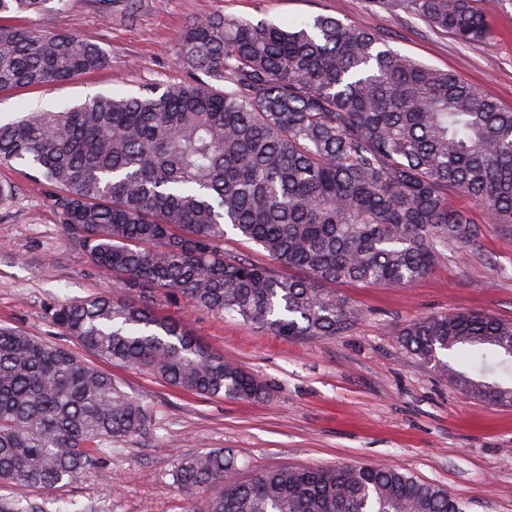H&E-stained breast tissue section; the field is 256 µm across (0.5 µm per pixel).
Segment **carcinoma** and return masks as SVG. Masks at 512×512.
Returning <instances> with one entry per match:
<instances>
[{
  "label": "carcinoma",
  "mask_w": 512,
  "mask_h": 512,
  "mask_svg": "<svg viewBox=\"0 0 512 512\" xmlns=\"http://www.w3.org/2000/svg\"><path fill=\"white\" fill-rule=\"evenodd\" d=\"M399 2L478 47L493 0ZM65 0H0L39 13ZM183 62L205 75L139 96H98L0 123V163L54 190L64 232L136 298L63 302L61 334L109 363L145 369L195 394L260 400L267 385L162 316L172 294L290 340L334 336L359 311L325 283L403 287L441 250L473 240L462 192L512 226V109L457 75L412 61L374 33L329 15L276 25L220 14L189 22ZM107 64L75 35L0 27V90L63 83ZM270 263L224 254V227ZM296 269L284 276L278 269ZM403 353L475 398L512 404V323L483 313L403 327ZM151 419L112 375L71 350L0 327V482L55 488L97 468L118 438ZM218 448L183 457L188 494L217 488L205 512H464L436 484L382 465L273 469L248 482Z\"/></svg>",
  "instance_id": "cac0c4a2"
}]
</instances>
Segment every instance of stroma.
Masks as SVG:
<instances>
[{"mask_svg":"<svg viewBox=\"0 0 512 512\" xmlns=\"http://www.w3.org/2000/svg\"><path fill=\"white\" fill-rule=\"evenodd\" d=\"M278 24L327 14L354 21L391 49L453 73L512 109V0L492 15L479 47L460 43L418 16L373 0H67L63 10L0 16L5 28L75 34L99 45L106 67L63 84L0 92V120L32 108L59 110L99 95H139L193 80L176 54L184 26L213 14ZM0 325L48 343L72 346L50 319L64 300L109 290L111 272L91 265L63 231L53 191L21 165H0ZM475 240L443 250L431 271L398 288L338 283L360 312L346 332L291 341L218 311L160 296L159 311L185 325L211 351L242 365L271 389L262 401L201 396L141 369L100 362L150 412L144 434L113 442L99 467L52 490L0 483V507L18 497L43 512H186L204 508L206 492L187 498L174 480L180 457L225 448L247 481L280 468L381 464L446 488L466 512H512V405L461 393L446 376L402 353L398 333L416 319L479 312L512 322V229L478 213Z\"/></svg>","mask_w":512,"mask_h":512,"instance_id":"stroma-1","label":"stroma"}]
</instances>
